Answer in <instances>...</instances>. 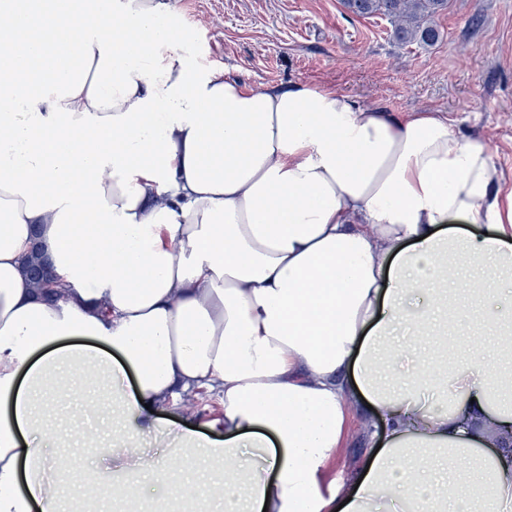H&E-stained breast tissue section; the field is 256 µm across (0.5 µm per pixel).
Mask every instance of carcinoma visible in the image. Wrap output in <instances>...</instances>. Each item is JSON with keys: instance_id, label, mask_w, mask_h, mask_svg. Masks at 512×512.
<instances>
[{"instance_id": "carcinoma-1", "label": "carcinoma", "mask_w": 512, "mask_h": 512, "mask_svg": "<svg viewBox=\"0 0 512 512\" xmlns=\"http://www.w3.org/2000/svg\"><path fill=\"white\" fill-rule=\"evenodd\" d=\"M345 9L358 16L382 15L396 24V35L401 39L430 44L438 38L432 18L448 9V0H342ZM47 264L41 249L32 250L26 262L33 287L47 295L48 283L43 270Z\"/></svg>"}]
</instances>
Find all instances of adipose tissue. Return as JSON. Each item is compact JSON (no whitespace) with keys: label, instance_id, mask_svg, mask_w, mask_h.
Masks as SVG:
<instances>
[{"label":"adipose tissue","instance_id":"ef3b65f1","mask_svg":"<svg viewBox=\"0 0 512 512\" xmlns=\"http://www.w3.org/2000/svg\"><path fill=\"white\" fill-rule=\"evenodd\" d=\"M174 15L0 0V512H62L61 401L121 447L90 503L140 510L161 469L195 512H512V188L487 144L439 111L248 88ZM201 388L222 439L173 411ZM361 415L370 454L332 475ZM203 459L220 473L177 478ZM46 267H48V265L42 258L41 249L35 247L26 262V269L32 280L33 287L45 297H47V288L49 285L43 274V270Z\"/></svg>","mask_w":512,"mask_h":512}]
</instances>
